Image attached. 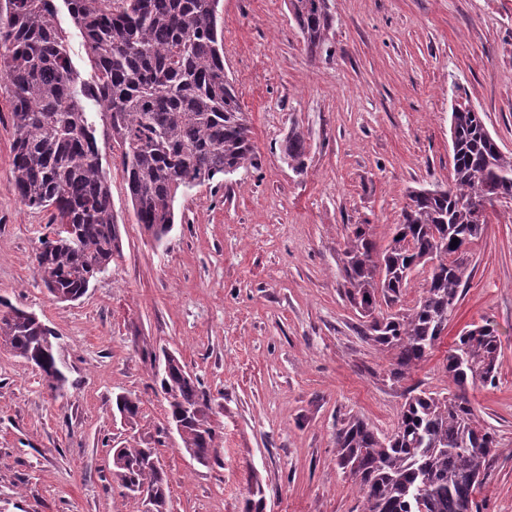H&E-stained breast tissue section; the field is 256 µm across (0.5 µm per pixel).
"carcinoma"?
<instances>
[{"label":"carcinoma","instance_id":"cac0c4a2","mask_svg":"<svg viewBox=\"0 0 512 512\" xmlns=\"http://www.w3.org/2000/svg\"><path fill=\"white\" fill-rule=\"evenodd\" d=\"M88 45L94 80L79 75L65 48L54 0H0V78L11 88L14 129L10 188L25 207L50 212V235L35 254L48 292L80 298L122 252L111 187L95 129L82 102L97 101L121 150L137 223L155 241L175 224L174 203L189 184L210 182L255 165L253 132L224 72L220 0H68ZM311 58L328 52L335 26L331 0H288ZM452 178L414 188L391 242L380 251L370 225L353 224L338 252L345 297L361 317V337L393 352L389 377L405 379L440 343L448 313L470 279V245L487 223L492 195L512 198V155L502 151L481 116L461 102L450 113ZM283 153L305 166L303 133L293 130ZM430 267L423 296L402 313L376 312L400 301L413 273ZM0 337L15 356L43 363L56 335L14 306L0 311ZM501 354L489 325H471L448 350L444 369L458 392H408L389 435L350 417L336 430V461L349 471L361 512H481L474 498L495 455V433L482 426L467 385H493ZM177 360L159 378L172 425L184 448L217 456L209 401L198 378ZM132 421L140 401L115 397ZM112 481L124 492L146 485L157 512H168L169 484L152 448H113Z\"/></svg>","mask_w":512,"mask_h":512}]
</instances>
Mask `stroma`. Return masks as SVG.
<instances>
[{"mask_svg": "<svg viewBox=\"0 0 512 512\" xmlns=\"http://www.w3.org/2000/svg\"><path fill=\"white\" fill-rule=\"evenodd\" d=\"M329 56L309 59L287 0H221L224 68L253 131L256 166L178 194L154 242L137 224L120 150L101 105L97 129L123 249L87 293L60 302L34 266L49 214L10 189L12 102L0 85V300L58 336L67 384L0 350V512H142L111 483V449H157L171 512H359L336 465L337 425L355 415L387 435L407 388L449 393L444 359L460 332L490 324L495 385L469 388L497 455L476 499L512 512V208L491 213L471 247L472 277L439 346L410 376L359 334L337 252L350 225L385 247L407 193L448 183L449 118L462 101L512 153V0H332ZM306 138L289 165V131ZM179 357L208 395L219 452L201 465L167 432L156 365ZM140 400L135 421L116 395ZM283 153L290 163L297 170L303 169L305 166L306 147L305 136L297 130L288 133V137L283 145Z\"/></svg>", "mask_w": 512, "mask_h": 512, "instance_id": "35a3bbf8", "label": "stroma"}]
</instances>
